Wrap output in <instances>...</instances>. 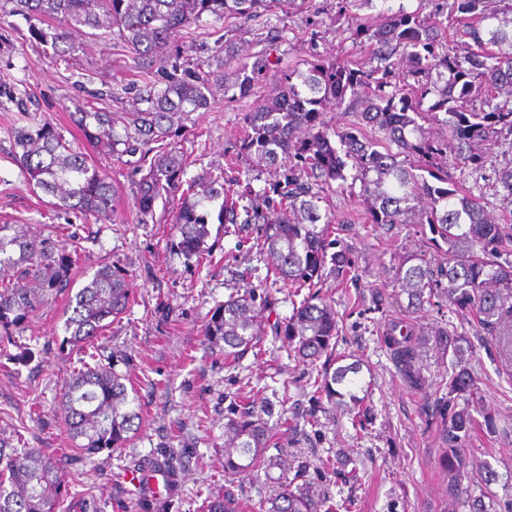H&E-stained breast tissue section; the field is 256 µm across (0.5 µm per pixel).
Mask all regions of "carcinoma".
<instances>
[{
	"mask_svg": "<svg viewBox=\"0 0 512 512\" xmlns=\"http://www.w3.org/2000/svg\"><path fill=\"white\" fill-rule=\"evenodd\" d=\"M13 12L29 21L31 37L51 44L62 57L75 33L103 30L142 60L143 84L136 106L116 116L109 106L77 105L71 124L95 147L121 158L151 155L138 165L135 203L142 219L153 218L159 198L181 193L173 217L170 246L190 260L201 258L209 237L211 205L221 200L219 216L234 220L238 191L226 185L224 173L184 179L186 159L170 143L190 113L211 105L209 79L166 74L160 87L150 78L154 58L179 31L200 22L202 15L251 17L281 0H12ZM449 0L448 12L421 19L402 10L377 28L357 26L369 56L360 68L336 67L316 60L304 72L288 75L279 92L248 114L249 132L240 149L268 166L282 167L279 178L263 189L265 209L250 220L262 225V249L273 275L297 288L314 287L325 270L338 279L350 272L353 260L343 247L334 253L328 240L331 219L320 213L315 183L347 181L346 162H355L353 180L371 223L389 232L395 224H426L448 246L442 261L419 256L403 261L396 280L408 304L420 309L444 296L460 312L472 313L485 334L503 346L512 343V224L496 220L482 197L461 191L448 172L413 173V160L429 162L442 154V144L426 136L418 120L448 128L457 142L458 160L474 172L487 157L472 149L491 139L512 154V0ZM471 41L460 53L455 38ZM400 56L398 70L389 59ZM351 94L364 101L362 120L376 127L384 141L361 140L351 131L336 134L335 146L323 130L321 113L338 108ZM429 105H424L425 99ZM397 151H392L390 145ZM16 161L32 187L56 200L66 211L97 219L114 214L116 186L88 156L72 148L56 124L45 120L20 130ZM505 194L501 210L512 214V160L498 170ZM17 247L19 258L7 255ZM0 322H18L37 308L41 294L67 286L73 273L70 253L55 242L0 236ZM128 270L104 265L69 298L71 314L64 323L66 342L91 345L129 305ZM261 306L253 290L232 295L217 307L204 326L205 340L224 345V357H238L260 342ZM299 357L314 363L332 352L338 339L336 311L318 294L307 296L288 319L275 327ZM465 338L445 328L434 334L435 346L456 362L448 375V395L436 399L435 414L443 423V458L452 473L449 492L459 494L457 476L469 464L464 443L476 420L469 402L477 379L463 359ZM392 358L404 383L424 384L418 366L416 338L400 332L387 337ZM357 363L325 369L317 392L336 406L360 402ZM129 378L117 362L103 367L84 363L64 378L58 406L77 449L87 455L123 447L137 432L141 408ZM269 439L261 417L244 411L224 423V473L235 476L265 464ZM65 482V463L39 448L6 450L0 443V512H56ZM202 512H239L234 497L213 493ZM267 512H336V505L312 483H288L269 499Z\"/></svg>",
	"mask_w": 512,
	"mask_h": 512,
	"instance_id": "cac0c4a2",
	"label": "carcinoma"
}]
</instances>
